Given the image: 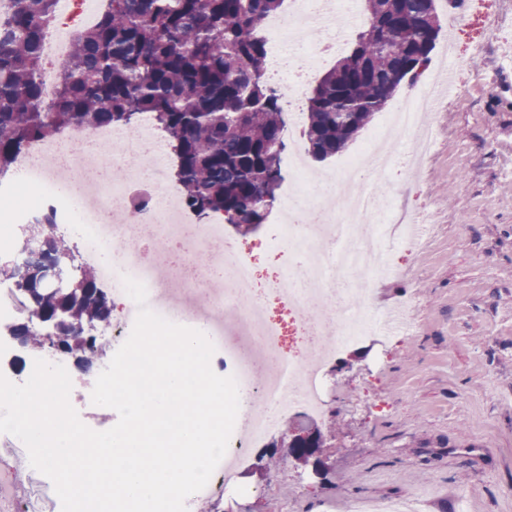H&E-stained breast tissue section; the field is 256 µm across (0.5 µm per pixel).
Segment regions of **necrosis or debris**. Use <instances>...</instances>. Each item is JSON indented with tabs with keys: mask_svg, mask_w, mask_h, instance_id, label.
I'll return each mask as SVG.
<instances>
[{
	"mask_svg": "<svg viewBox=\"0 0 512 512\" xmlns=\"http://www.w3.org/2000/svg\"><path fill=\"white\" fill-rule=\"evenodd\" d=\"M97 2L58 0L48 41L56 58L67 54L77 35L72 16L94 19ZM346 7L345 0H293L287 14L264 19V27L273 34L268 56L287 102L304 94L314 65L303 53L305 33L320 32L324 50H339L328 20ZM437 103L435 91L421 86L391 113L383 137H410L414 143L407 154L385 155L383 168L426 162L435 139L428 117ZM362 171V166H355L338 185L296 168V182L304 191L289 213L288 247L297 262L259 294L253 265L225 237L223 224L198 223L177 199L167 178L164 142L148 123L34 143L17 162L16 181L0 184V212L10 222L9 232L0 233V248L21 257L23 222L40 210H53L60 223L74 229L82 261L98 265L115 306L111 326L96 341V365L70 394L81 421L96 431L108 430L118 421L115 410L93 404L91 392L99 373L129 337L138 312L123 289L126 276L144 283L152 311L187 327L206 325L216 346L213 363L228 366L239 389L258 392L257 405L250 407L247 421L236 422L224 460L201 490V498L223 503L235 475L232 461L265 441L285 413L300 408L315 420L327 416L323 366L347 344L378 335L396 320L393 311L371 303L364 284L348 289L345 304L336 302L337 275L366 264L384 244L373 224L379 213L376 183L362 178ZM177 243L185 245L187 263L196 264L203 257L208 268L220 273L219 283L184 285L191 304L181 314L163 298L171 284L167 264ZM273 298L287 302L290 322L268 316ZM292 330L298 331L301 347L315 346L318 357L287 354L285 339ZM17 470L29 473L35 491L26 494L0 487L10 501L9 512H61L51 480L32 469L24 444L0 433V473Z\"/></svg>",
	"mask_w": 512,
	"mask_h": 512,
	"instance_id": "necrosis-or-debris-1",
	"label": "necrosis or debris"
}]
</instances>
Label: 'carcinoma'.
Listing matches in <instances>:
<instances>
[{
    "mask_svg": "<svg viewBox=\"0 0 512 512\" xmlns=\"http://www.w3.org/2000/svg\"><path fill=\"white\" fill-rule=\"evenodd\" d=\"M106 10L74 39L55 97L43 104L39 72L45 25L56 0H11L0 13V178L34 142L64 132L126 126L142 118L165 133L183 205L201 219L224 216L243 234L257 230L274 207L284 180L286 112L266 77L268 37L262 20L284 0H106ZM370 15L348 54L307 99L303 136L308 153L324 161L342 152L402 82L430 62L441 29L436 0H365ZM355 113V126L338 113ZM43 224L38 258L25 261L22 279L0 266L25 302L29 318L10 335L44 347L40 320L64 316L57 333L64 354L84 366L98 359L95 340L79 328L110 322L99 278L79 267L75 285L40 293L42 262L72 252Z\"/></svg>",
    "mask_w": 512,
    "mask_h": 512,
    "instance_id": "carcinoma-1",
    "label": "carcinoma"
}]
</instances>
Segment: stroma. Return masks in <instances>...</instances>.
I'll return each mask as SVG.
<instances>
[{
  "label": "stroma",
  "instance_id": "1",
  "mask_svg": "<svg viewBox=\"0 0 512 512\" xmlns=\"http://www.w3.org/2000/svg\"><path fill=\"white\" fill-rule=\"evenodd\" d=\"M488 13L500 19L493 38ZM430 57L463 65L467 92L437 109L427 167L373 173L387 236H404L398 218L410 212L424 221V248L394 252L408 277L375 282L362 269L375 305L416 299L413 326L350 344L326 368L320 470L286 456L278 427L248 449L221 512H271L265 489L296 486L303 496L290 512H349L359 496L421 491L426 512H456L468 490L474 512H512V0H475L458 30H440ZM224 231L272 270L290 260L272 241L273 220ZM350 394L362 408L347 411Z\"/></svg>",
  "mask_w": 512,
  "mask_h": 512
}]
</instances>
